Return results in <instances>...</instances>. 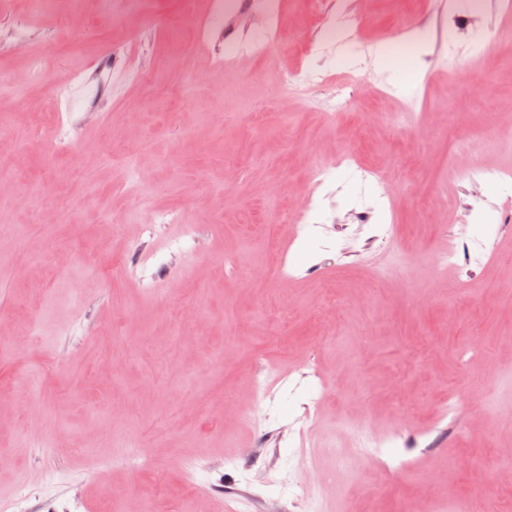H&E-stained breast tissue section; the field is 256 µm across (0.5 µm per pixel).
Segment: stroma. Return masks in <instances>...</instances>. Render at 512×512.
I'll return each mask as SVG.
<instances>
[{
  "label": "stroma",
  "instance_id": "stroma-1",
  "mask_svg": "<svg viewBox=\"0 0 512 512\" xmlns=\"http://www.w3.org/2000/svg\"><path fill=\"white\" fill-rule=\"evenodd\" d=\"M137 2L0 0V512H228L231 491L237 512H512V179L448 174L459 145L512 168V12L356 0V32L327 39L308 0H280L264 60L241 51L264 33L245 0L208 34L238 52L220 69L196 51L210 0ZM407 10L421 73L375 69L360 47ZM492 32L501 58L442 66ZM34 59L46 80L18 84ZM295 68L323 80L284 96ZM453 390L465 407L435 419ZM344 417L418 434L395 450L421 472L321 481Z\"/></svg>",
  "mask_w": 512,
  "mask_h": 512
}]
</instances>
